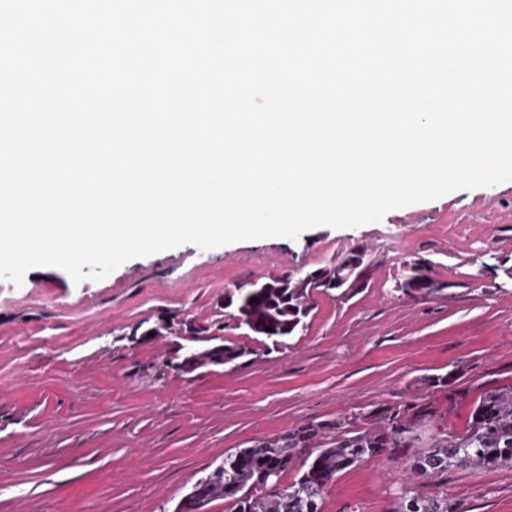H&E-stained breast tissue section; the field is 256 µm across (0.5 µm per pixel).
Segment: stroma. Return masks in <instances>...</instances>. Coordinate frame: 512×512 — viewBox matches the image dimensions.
<instances>
[{
  "mask_svg": "<svg viewBox=\"0 0 512 512\" xmlns=\"http://www.w3.org/2000/svg\"><path fill=\"white\" fill-rule=\"evenodd\" d=\"M365 249L367 288L314 300L308 332L250 363L167 369V340L134 342L142 322H210L225 288L296 276ZM426 259L440 294L395 287ZM512 181L460 189L354 228L319 225L203 250L183 244L74 282L58 267L0 279V512H173L225 453L306 422L433 399L456 371L466 397L446 421L464 432L485 390L512 385ZM404 465L368 460L328 487L322 512H397ZM457 512H512V469H449L425 487Z\"/></svg>",
  "mask_w": 512,
  "mask_h": 512,
  "instance_id": "35a3bbf8",
  "label": "stroma"
}]
</instances>
